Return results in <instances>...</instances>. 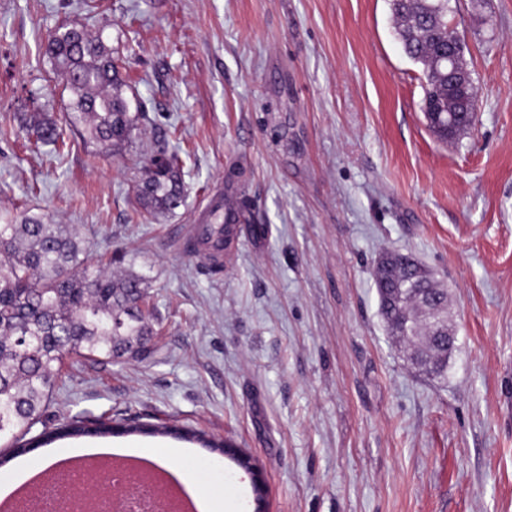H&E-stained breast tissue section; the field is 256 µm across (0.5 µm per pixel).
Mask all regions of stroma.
Listing matches in <instances>:
<instances>
[{
  "label": "stroma",
  "instance_id": "35a3bbf8",
  "mask_svg": "<svg viewBox=\"0 0 512 512\" xmlns=\"http://www.w3.org/2000/svg\"><path fill=\"white\" fill-rule=\"evenodd\" d=\"M479 90L444 142L388 0H0V218L50 215L150 279L143 360L66 359L44 418L187 426L261 467L268 512H512V0H450ZM103 29L152 125L117 155L20 129L68 93L44 47ZM184 202L147 216L138 163L158 134ZM244 204L212 272L181 234L215 194ZM409 254L448 290L441 378L387 334L374 268ZM207 489L252 512L248 474L194 445Z\"/></svg>",
  "mask_w": 512,
  "mask_h": 512
}]
</instances>
